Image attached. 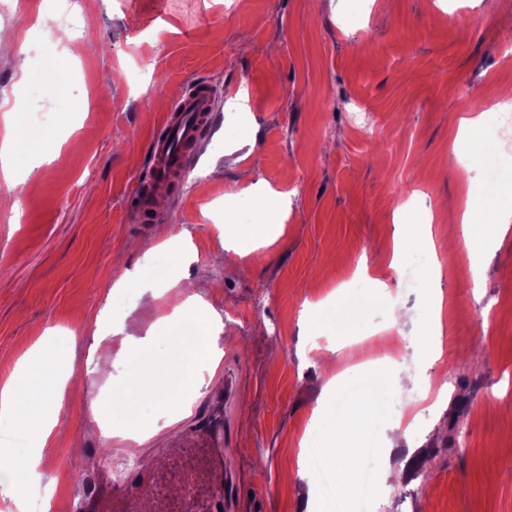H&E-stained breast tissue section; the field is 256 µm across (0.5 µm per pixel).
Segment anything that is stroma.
<instances>
[{"label":"stroma","instance_id":"stroma-1","mask_svg":"<svg viewBox=\"0 0 512 512\" xmlns=\"http://www.w3.org/2000/svg\"><path fill=\"white\" fill-rule=\"evenodd\" d=\"M23 22L0 16L15 34L13 50L31 65L18 74L0 58V99L20 97L18 153L0 171V382L43 336L65 379L64 432L43 450L54 503L80 512L88 499L112 494L129 472L173 456L210 413L212 389L225 373L237 398L222 413L224 466L235 486L226 512H299L305 500L327 503L322 475L308 471L307 446L324 447L334 421L347 417L353 392L384 380L390 403L368 416L362 447H380L390 428L403 433L390 461L394 481L375 480L367 512H512V231L487 255L480 294L470 288L471 257L449 251L453 219L465 200L512 201V177L463 167L473 146H460L459 120L483 115L499 163L512 170V127L499 128L484 100L512 91V11H485L475 0H78L86 16V52L72 54L40 0H22ZM472 25L460 38L459 22ZM142 72L130 88V71ZM207 78L223 109L193 147L179 189L138 222L132 191L148 167V142L189 79ZM245 114L230 111L238 90ZM240 133L225 139V122ZM242 188L226 200L228 187ZM293 194L284 233L264 250L224 247L239 228L236 210L254 208L253 191ZM415 196L436 208L432 224L443 265L446 359L419 351L426 296L403 287L390 269L394 212ZM169 279L188 274L204 314L218 313L224 332L216 365L186 358L158 321L159 302L127 306L115 284L136 272L159 244ZM190 254L180 267L177 253ZM379 264L391 287H347L361 261ZM343 288L337 305H324ZM412 308L415 326L384 332L390 302ZM320 303L318 325L300 319ZM142 344L126 359L124 340ZM335 341L339 350L329 354ZM109 356L108 374L93 372ZM341 374L322 391L323 359ZM204 377L190 400L192 372ZM151 374V394L128 398L119 386ZM446 387L428 409L423 394ZM325 402L327 420L312 412ZM141 431L138 458L117 432L127 420Z\"/></svg>","mask_w":512,"mask_h":512}]
</instances>
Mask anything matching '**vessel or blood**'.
<instances>
[{"instance_id": "vessel-or-blood-1", "label": "vessel or blood", "mask_w": 512, "mask_h": 512, "mask_svg": "<svg viewBox=\"0 0 512 512\" xmlns=\"http://www.w3.org/2000/svg\"><path fill=\"white\" fill-rule=\"evenodd\" d=\"M218 92L207 81L193 80L177 98L161 122V131L151 138L148 183L176 184L191 162L196 140L208 129ZM222 426L208 425L187 440L176 470L159 466L139 471L121 491L87 503V512H151L153 497L165 494L176 483L193 490L192 512H221L224 506V460L214 444L223 440Z\"/></svg>"}]
</instances>
